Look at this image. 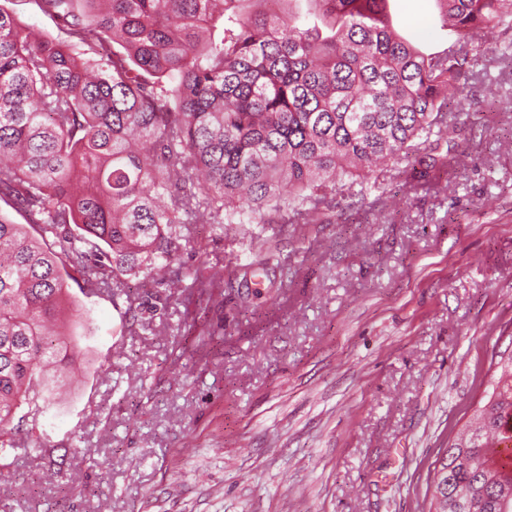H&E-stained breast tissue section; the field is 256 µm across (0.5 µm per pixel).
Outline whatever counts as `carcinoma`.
<instances>
[{"instance_id": "1", "label": "carcinoma", "mask_w": 512, "mask_h": 512, "mask_svg": "<svg viewBox=\"0 0 512 512\" xmlns=\"http://www.w3.org/2000/svg\"><path fill=\"white\" fill-rule=\"evenodd\" d=\"M32 2L60 36L0 4V458L73 369L68 280L115 305L151 282L144 332L189 276V295L213 299V278L179 264L187 225L314 217L337 195L364 204L355 186L380 165H447L467 47L512 27V0H436L448 46L424 52L392 29L388 0H317L313 22L269 0ZM493 369L428 512H512L497 455L512 442V352Z\"/></svg>"}]
</instances>
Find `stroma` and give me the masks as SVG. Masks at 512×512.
Returning <instances> with one entry per match:
<instances>
[{
	"mask_svg": "<svg viewBox=\"0 0 512 512\" xmlns=\"http://www.w3.org/2000/svg\"><path fill=\"white\" fill-rule=\"evenodd\" d=\"M390 10L414 46L447 44L435 0ZM481 45L448 91L470 119L435 180L383 166L359 210L191 225L181 260L224 292L194 324L174 293L139 336L125 306L71 285L77 369L33 430L45 451L8 455L0 512H428L512 350V28Z\"/></svg>",
	"mask_w": 512,
	"mask_h": 512,
	"instance_id": "stroma-1",
	"label": "stroma"
}]
</instances>
